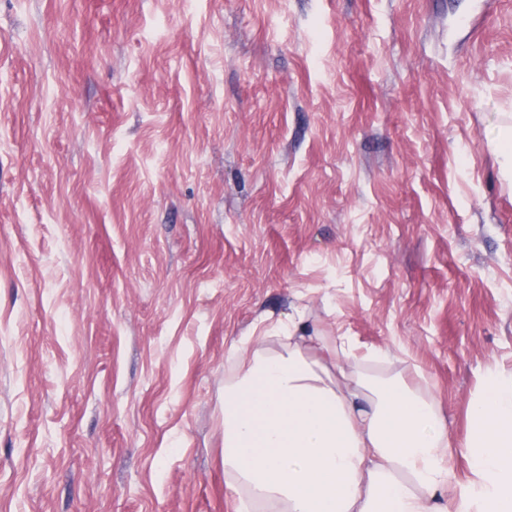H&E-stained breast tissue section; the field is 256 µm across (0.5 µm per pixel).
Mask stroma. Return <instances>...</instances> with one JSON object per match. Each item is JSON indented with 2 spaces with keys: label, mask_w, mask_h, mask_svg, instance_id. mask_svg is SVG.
<instances>
[{
  "label": "stroma",
  "mask_w": 512,
  "mask_h": 512,
  "mask_svg": "<svg viewBox=\"0 0 512 512\" xmlns=\"http://www.w3.org/2000/svg\"><path fill=\"white\" fill-rule=\"evenodd\" d=\"M512 0H0V512H235L225 352L512 370Z\"/></svg>",
  "instance_id": "obj_1"
}]
</instances>
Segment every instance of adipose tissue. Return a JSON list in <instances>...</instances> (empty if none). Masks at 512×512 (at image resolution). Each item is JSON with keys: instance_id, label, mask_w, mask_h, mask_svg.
I'll use <instances>...</instances> for the list:
<instances>
[{"instance_id": "ef3b65f1", "label": "adipose tissue", "mask_w": 512, "mask_h": 512, "mask_svg": "<svg viewBox=\"0 0 512 512\" xmlns=\"http://www.w3.org/2000/svg\"><path fill=\"white\" fill-rule=\"evenodd\" d=\"M397 360L303 323L231 346L224 476L236 512H512V375L471 399L456 449L434 396L387 373Z\"/></svg>"}]
</instances>
